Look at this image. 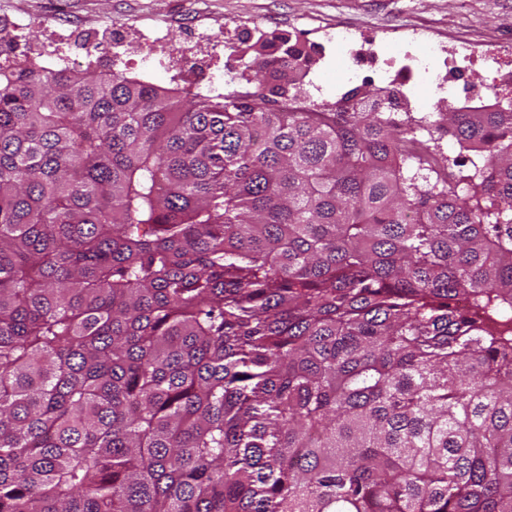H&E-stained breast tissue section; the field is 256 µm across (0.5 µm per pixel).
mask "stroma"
Segmentation results:
<instances>
[{"label": "stroma", "mask_w": 512, "mask_h": 512, "mask_svg": "<svg viewBox=\"0 0 512 512\" xmlns=\"http://www.w3.org/2000/svg\"><path fill=\"white\" fill-rule=\"evenodd\" d=\"M336 25L369 30L413 28L431 40L467 43L483 52L512 43V0H0V29L11 31L0 62L29 57L28 39L68 35L70 69L108 68L168 88H183L193 75L185 64L201 35L219 40L203 62L217 78L209 97L223 100L229 46L244 30H287L323 44L325 54L309 74L325 96L346 81L348 62L323 31ZM165 59L147 66L144 54Z\"/></svg>", "instance_id": "1"}]
</instances>
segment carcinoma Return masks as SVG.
<instances>
[{
    "label": "carcinoma",
    "instance_id": "1",
    "mask_svg": "<svg viewBox=\"0 0 512 512\" xmlns=\"http://www.w3.org/2000/svg\"><path fill=\"white\" fill-rule=\"evenodd\" d=\"M230 50L221 101L0 67V512H512V107Z\"/></svg>",
    "mask_w": 512,
    "mask_h": 512
}]
</instances>
